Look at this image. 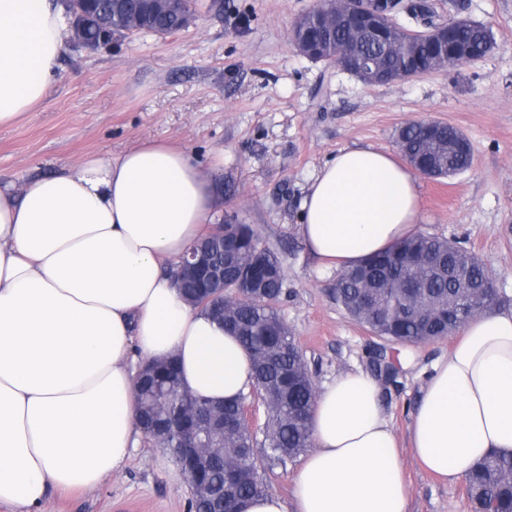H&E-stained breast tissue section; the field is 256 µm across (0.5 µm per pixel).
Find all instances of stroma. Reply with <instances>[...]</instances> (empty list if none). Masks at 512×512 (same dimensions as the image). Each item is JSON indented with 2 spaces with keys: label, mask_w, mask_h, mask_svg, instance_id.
I'll list each match as a JSON object with an SVG mask.
<instances>
[{
  "label": "stroma",
  "mask_w": 512,
  "mask_h": 512,
  "mask_svg": "<svg viewBox=\"0 0 512 512\" xmlns=\"http://www.w3.org/2000/svg\"><path fill=\"white\" fill-rule=\"evenodd\" d=\"M431 2L438 19L491 28L496 48L451 72L370 86L291 44L293 22L316 0H198L195 25L172 35L67 49L44 101L0 127V181L19 186L146 141L186 149L212 171L218 216L252 225L279 257L285 294L277 309L315 385L371 369L376 347L394 355L399 375L382 384L381 401L401 445L407 512H473L464 482L424 471L408 441L421 389L451 339L383 343L336 302L337 270L322 269L297 233L310 176L339 150L394 154L406 123H448L467 137L473 166L420 178L416 230L475 253L496 282L498 305L512 306V0ZM174 467L141 439L120 473L90 491L52 494L41 512H188V485L171 479Z\"/></svg>",
  "instance_id": "obj_1"
}]
</instances>
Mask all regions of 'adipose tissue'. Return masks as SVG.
I'll list each match as a JSON object with an SVG mask.
<instances>
[{"label":"adipose tissue","instance_id":"obj_1","mask_svg":"<svg viewBox=\"0 0 512 512\" xmlns=\"http://www.w3.org/2000/svg\"><path fill=\"white\" fill-rule=\"evenodd\" d=\"M66 26L60 0H0V126L46 97ZM218 204L191 155L149 142L0 184V505L39 512L51 492L94 489L125 465L139 439L132 354L175 356L185 388L213 401L249 387L248 351L185 303L169 274ZM419 208L408 164L344 149L313 174L297 230L324 265L345 270L414 235ZM380 393L360 368L325 384L292 501L270 493L236 512H407ZM408 432L415 458L452 482L512 454V307L463 327Z\"/></svg>","mask_w":512,"mask_h":512}]
</instances>
